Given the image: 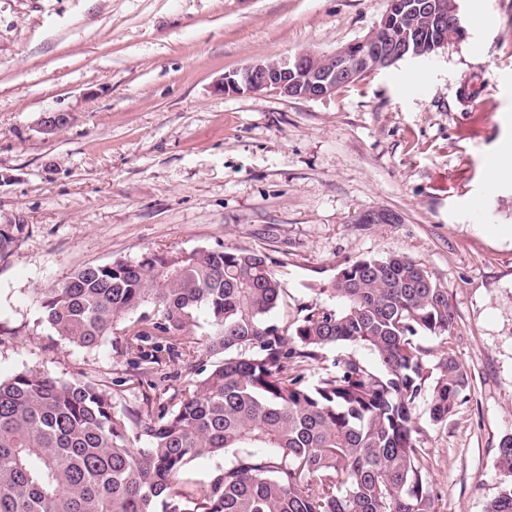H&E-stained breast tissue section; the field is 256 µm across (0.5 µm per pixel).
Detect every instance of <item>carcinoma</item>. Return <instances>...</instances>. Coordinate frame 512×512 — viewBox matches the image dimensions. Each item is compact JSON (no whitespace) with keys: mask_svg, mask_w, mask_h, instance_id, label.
Segmentation results:
<instances>
[{"mask_svg":"<svg viewBox=\"0 0 512 512\" xmlns=\"http://www.w3.org/2000/svg\"><path fill=\"white\" fill-rule=\"evenodd\" d=\"M444 38L464 32L423 28L421 54ZM25 229L0 224V259ZM283 293L266 255L220 246L82 267L37 299L75 350L119 334L145 367L111 387L37 366L0 379V512H434L414 408L429 392V420L443 423L469 387L449 352L432 376L418 343L451 335L448 289L409 256L365 257L286 330L271 322ZM338 345L368 349L378 366L338 358L306 379ZM165 354L183 363L178 387L127 405L123 387L165 381L151 379ZM220 455L211 479L191 477L192 461ZM495 468L485 512H512V433Z\"/></svg>","mask_w":512,"mask_h":512,"instance_id":"carcinoma-1","label":"carcinoma"}]
</instances>
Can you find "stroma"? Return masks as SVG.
<instances>
[{"instance_id":"35a3bbf8","label":"stroma","mask_w":512,"mask_h":512,"mask_svg":"<svg viewBox=\"0 0 512 512\" xmlns=\"http://www.w3.org/2000/svg\"><path fill=\"white\" fill-rule=\"evenodd\" d=\"M386 0H0V224L26 230L0 260V377L39 364L113 382L135 373L120 338L75 352L38 296L75 269L224 245L268 255L287 327L340 265L405 254L448 290L466 399L417 439L435 512H484L512 433V0H460L466 37L371 72L327 100L225 94L256 60L364 38ZM485 13L483 24L470 19ZM61 111L53 134L40 118ZM390 209L394 224H361Z\"/></svg>"}]
</instances>
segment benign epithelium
<instances>
[{
    "mask_svg": "<svg viewBox=\"0 0 512 512\" xmlns=\"http://www.w3.org/2000/svg\"><path fill=\"white\" fill-rule=\"evenodd\" d=\"M394 11L410 16V27L418 33L419 16H426L442 28L448 22V17L459 18L460 4L459 0H429V4L416 10L390 0L381 21L365 38L330 53L302 51L278 60L252 62L226 74L221 81L220 91L257 96L275 94L299 100L331 98L336 95V84L340 81L358 79L408 54L414 58L419 56L418 43L394 42L389 37L387 28ZM67 121L68 117L63 113H48L41 119V130L46 134L55 133ZM397 221L398 216L390 211L369 210L360 216V222L364 224H394Z\"/></svg>",
    "mask_w": 512,
    "mask_h": 512,
    "instance_id": "1",
    "label": "benign epithelium"
}]
</instances>
